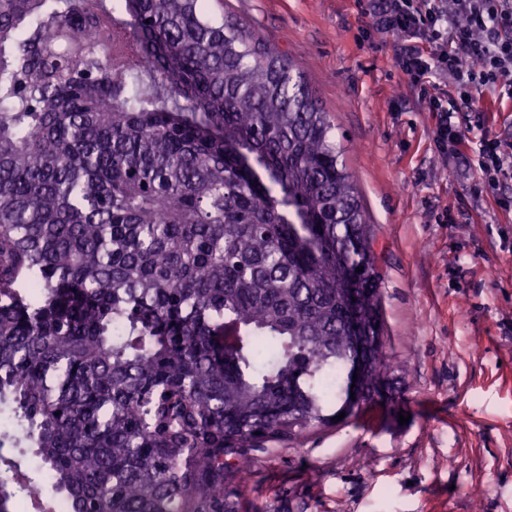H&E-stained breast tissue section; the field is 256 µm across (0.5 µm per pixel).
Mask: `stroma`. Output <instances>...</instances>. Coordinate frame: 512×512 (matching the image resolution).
Returning a JSON list of instances; mask_svg holds the SVG:
<instances>
[{
    "label": "stroma",
    "mask_w": 512,
    "mask_h": 512,
    "mask_svg": "<svg viewBox=\"0 0 512 512\" xmlns=\"http://www.w3.org/2000/svg\"><path fill=\"white\" fill-rule=\"evenodd\" d=\"M335 125L376 235L393 392L377 414L249 449L233 512H512V214L440 152L358 0H226ZM410 413L399 424L400 412Z\"/></svg>",
    "instance_id": "35a3bbf8"
}]
</instances>
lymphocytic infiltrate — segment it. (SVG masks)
Instances as JSON below:
<instances>
[{"instance_id": "lymphocytic-infiltrate-1", "label": "lymphocytic infiltrate", "mask_w": 512, "mask_h": 512, "mask_svg": "<svg viewBox=\"0 0 512 512\" xmlns=\"http://www.w3.org/2000/svg\"><path fill=\"white\" fill-rule=\"evenodd\" d=\"M365 14L401 38L395 63L436 113L439 150L467 156L490 190L512 180V136L472 143L454 120L486 95L512 101V0H368Z\"/></svg>"}]
</instances>
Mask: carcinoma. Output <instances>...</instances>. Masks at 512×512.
Instances as JSON below:
<instances>
[{
    "instance_id": "1",
    "label": "carcinoma",
    "mask_w": 512,
    "mask_h": 512,
    "mask_svg": "<svg viewBox=\"0 0 512 512\" xmlns=\"http://www.w3.org/2000/svg\"><path fill=\"white\" fill-rule=\"evenodd\" d=\"M343 153L224 0H0V416L70 512H226L224 456L381 400ZM19 467L0 455V512Z\"/></svg>"
}]
</instances>
